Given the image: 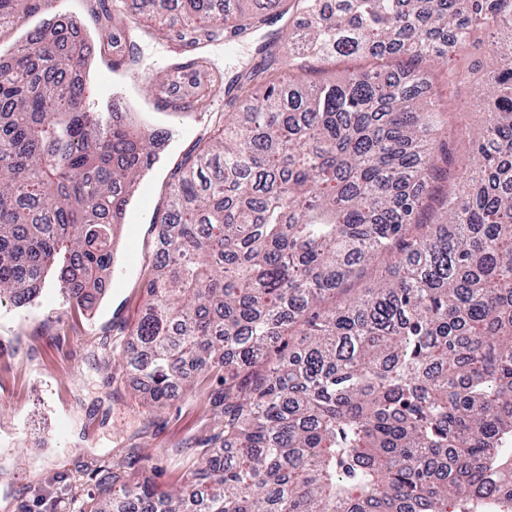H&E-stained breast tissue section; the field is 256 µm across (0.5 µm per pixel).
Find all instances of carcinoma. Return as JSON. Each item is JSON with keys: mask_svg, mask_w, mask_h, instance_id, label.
Listing matches in <instances>:
<instances>
[{"mask_svg": "<svg viewBox=\"0 0 512 512\" xmlns=\"http://www.w3.org/2000/svg\"><path fill=\"white\" fill-rule=\"evenodd\" d=\"M34 0H0V28ZM147 27L192 47L256 31L282 0H145ZM295 0L288 72H250L238 111L186 154L152 217L159 252L123 366L161 406L221 372L197 467L156 496L150 479L102 484L87 511L512 512V0ZM0 71V298L56 273L79 306L111 268L130 177L164 132L90 111L89 54L55 23ZM491 37L477 132L424 100L421 64ZM373 66L310 83L302 59ZM211 84L184 83L187 112ZM468 142L474 171L453 170ZM371 269L353 296L351 281Z\"/></svg>", "mask_w": 512, "mask_h": 512, "instance_id": "cac0c4a2", "label": "carcinoma"}]
</instances>
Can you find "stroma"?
I'll use <instances>...</instances> for the list:
<instances>
[{"label": "stroma", "instance_id": "obj_1", "mask_svg": "<svg viewBox=\"0 0 512 512\" xmlns=\"http://www.w3.org/2000/svg\"><path fill=\"white\" fill-rule=\"evenodd\" d=\"M112 0H39L33 11H20L15 25L0 30V47L10 48L26 34L60 15L85 25L96 56L114 51V34L137 46L115 78L132 91L136 118L171 131L160 161L147 177L148 200L132 193L120 243L104 297L93 311L77 307L48 275L33 305L0 302V512H64L71 499L97 496L107 473L132 479L151 477L157 496L169 494L196 459L210 434L215 410L210 393L218 373L181 388L168 405L151 404L141 383L115 364L108 345L123 340L147 305L144 278L155 260L157 229L151 215L165 208L168 182L183 155L205 138L216 116L159 107L155 74L174 66L203 65L217 78V108L230 110L237 98L238 75L266 65L270 56L287 62L282 35L306 23L295 7L261 29L229 43H204L190 49L158 37L129 20L101 26L92 19ZM500 64L486 37L472 39L451 57L460 77L450 111L463 113L469 128H479L488 113L481 95L486 75Z\"/></svg>", "mask_w": 512, "mask_h": 512}]
</instances>
